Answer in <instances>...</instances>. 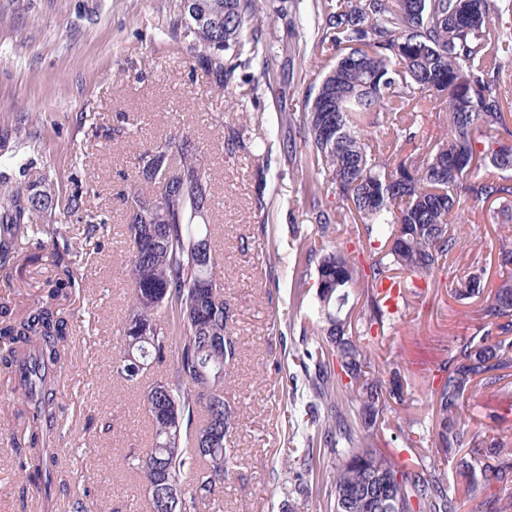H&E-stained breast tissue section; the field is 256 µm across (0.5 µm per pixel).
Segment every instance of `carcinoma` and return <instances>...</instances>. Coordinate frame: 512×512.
Here are the masks:
<instances>
[{"label":"carcinoma","mask_w":512,"mask_h":512,"mask_svg":"<svg viewBox=\"0 0 512 512\" xmlns=\"http://www.w3.org/2000/svg\"><path fill=\"white\" fill-rule=\"evenodd\" d=\"M202 23L180 13L169 25L172 37L214 74L231 80L237 61L248 53L269 58L272 46L252 27L254 0H204ZM322 18L317 45L335 51L304 112L281 113V126L297 128L311 149L305 165L311 183L334 208L312 212L313 235H298V247L315 264L316 317L303 327L312 348L300 358L314 366L313 393L336 417L316 424L332 447L331 497L344 512H458L448 494V465L454 486L475 501L472 512H512V440L471 429L463 418L469 393L504 389L512 377V235L501 239L497 284L483 277L481 260L448 283L457 300L485 298L476 335L461 341L441 364L440 384L430 392L429 464L400 465L378 448L379 422L402 401V386H389L362 340L372 329L385 331L396 316L375 288L384 280L403 284L416 297L415 278L439 270L456 247L450 219L462 201L494 200L512 214V135L499 93L503 72L512 68V0H314ZM434 110L449 136L431 138L411 116ZM399 112L409 113L401 122ZM156 153L178 160L167 185L153 183L163 224L149 220L153 207L133 181L124 194L130 281L127 314L120 329L123 345L114 358L117 377L135 384L131 352L149 367L171 364L169 373L148 385L144 406L152 425L146 448H129L125 460L152 495L156 474L149 459L161 462L177 482L191 478L185 512L214 500L234 463L225 445L229 408L224 399V365L235 359L238 339L227 335L220 259L211 247L209 221L193 215L208 210L212 193L200 147L190 137L170 133L137 156ZM44 175L0 199V276L13 287L15 274L52 245V275L24 311L0 300V375L17 394L25 428L19 451L20 474L49 489L58 478V460L48 448L63 410L58 372L71 361V302L80 287L83 252L59 239L55 224L35 219L52 215L55 195L32 198L47 184ZM96 253L105 249L111 226L89 214ZM338 233L376 242L373 257L358 262L330 246ZM356 288L367 292L356 321L341 317L338 301H350ZM356 403L360 425L342 416L343 401Z\"/></svg>","instance_id":"obj_1"}]
</instances>
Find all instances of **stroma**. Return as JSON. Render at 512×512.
<instances>
[{
  "mask_svg": "<svg viewBox=\"0 0 512 512\" xmlns=\"http://www.w3.org/2000/svg\"><path fill=\"white\" fill-rule=\"evenodd\" d=\"M181 0H0V196L39 172L53 182L59 203L51 217L73 246L87 242V223L68 212L73 195L106 213L112 234L107 249L89 263L75 296V329L57 443L60 477L44 512H72L91 490L93 512H149L148 495L121 451L146 447L151 424L142 407L161 369L139 385L117 379L112 358L121 340L130 284L122 194L136 156L173 131L194 138L215 194L208 219L222 264L227 331L240 343L226 365L225 399L231 407L226 445L236 462L219 497V510L201 512H333L328 476L334 459L313 443L315 406L308 373L298 359L304 318L315 301L314 267L306 266L293 235L309 228L311 189L288 153L282 109L303 111L332 62L333 52L313 46L294 60L296 33L281 10L283 0H255L254 24L275 53L270 82L259 81L261 62L247 60L229 85H221L184 44L168 33ZM237 145H228L229 133ZM265 135L264 155L252 139ZM459 245L443 271L430 276L424 296L411 298L401 321L374 342L386 373L408 382L404 406L386 413L379 447L398 460L427 455L428 401L448 352L474 335L475 300L459 302L448 282L481 256L497 277L498 225L508 218L491 203H469L455 213ZM13 395L0 379V512H29L27 482L15 465L10 412ZM464 414L488 434L512 436V387L469 396ZM114 418L105 433L99 422ZM417 449L405 443L408 433ZM306 487L295 492L294 477Z\"/></svg>",
  "mask_w": 512,
  "mask_h": 512,
  "instance_id": "stroma-1",
  "label": "stroma"
}]
</instances>
